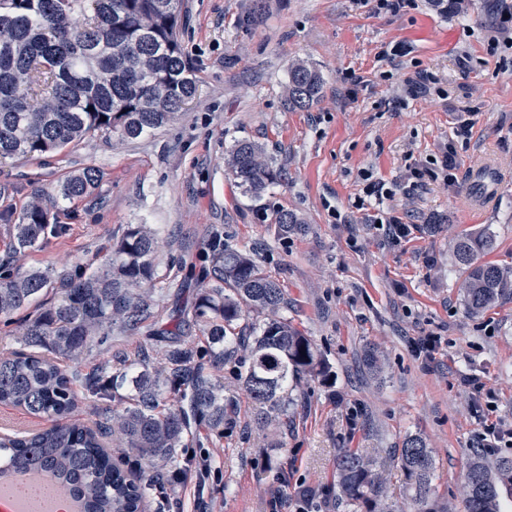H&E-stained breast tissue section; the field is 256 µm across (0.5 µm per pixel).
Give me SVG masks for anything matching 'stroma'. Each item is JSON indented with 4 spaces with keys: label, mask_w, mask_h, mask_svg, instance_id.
Here are the masks:
<instances>
[{
    "label": "stroma",
    "mask_w": 512,
    "mask_h": 512,
    "mask_svg": "<svg viewBox=\"0 0 512 512\" xmlns=\"http://www.w3.org/2000/svg\"><path fill=\"white\" fill-rule=\"evenodd\" d=\"M180 15L197 95L176 120L131 142L93 132L58 153L0 162V272L94 269L128 225H147L156 238L150 308L137 325L113 326L81 367L106 376L176 338L204 346L193 302L211 275L212 238L251 254L280 284L281 316L312 340L327 373L301 378L287 419L262 431L225 361L219 375L235 396L224 430L193 428L179 479L157 465L149 512L160 501L165 512H299L309 492V512H348L336 496L344 448L377 461L394 512H415L395 456L414 434L435 462L436 512H463L484 419L512 427V296L470 313L453 256L459 234L486 229V262L512 267V49L487 51L499 0H460L454 11L415 0L380 14L354 0H180ZM299 60L323 78L307 109L288 105ZM421 72L435 92L408 95ZM466 115L471 134L455 138ZM240 140L262 145L282 173L258 203L226 170ZM449 141L456 170L446 182L438 148ZM88 167L95 188L63 197L64 180ZM413 167L421 179L410 178ZM371 180L391 190L385 206L416 225L412 236L395 241L371 223ZM37 194L59 230L13 252V226ZM279 210L301 217L303 230L282 234ZM427 334L439 342L418 355ZM370 348L381 373L365 363Z\"/></svg>",
    "instance_id": "35a3bbf8"
}]
</instances>
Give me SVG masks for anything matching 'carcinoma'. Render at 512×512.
<instances>
[{"label":"carcinoma","mask_w":512,"mask_h":512,"mask_svg":"<svg viewBox=\"0 0 512 512\" xmlns=\"http://www.w3.org/2000/svg\"><path fill=\"white\" fill-rule=\"evenodd\" d=\"M179 0H0V159L58 152L83 136L101 131L129 141L173 121L197 91L179 41ZM322 78L304 63L288 75V103L306 109L319 97ZM229 172L252 198L259 199L278 170L255 144L242 140L231 149ZM97 183L92 169L69 177L68 199L81 198ZM283 233L301 229L291 212L276 214ZM57 224L39 200L31 201L14 225L12 249L37 247ZM493 246L485 230L458 238L454 253L464 274L468 310L478 313L500 297L512 295V274L482 261ZM212 283L194 304L204 325L206 356L214 366L235 352L242 390L265 426L288 413L289 384L303 374L324 370L310 339L278 314L282 289L250 255L216 240L211 245ZM155 237L144 224H130L113 245L104 267H80L66 274L55 301L41 302L24 328L29 351L0 355V403L54 420L50 427L0 438V459L15 475L38 472L70 485L84 512H145L153 480L135 482L105 449L107 431L150 469L172 462L193 426L224 427L228 396L197 354L180 345L166 350L161 366L145 355L107 384L82 374L76 364L93 344L110 335L112 322L134 326L155 286ZM52 269L0 276V319L26 310L55 288ZM248 309L268 317L251 335L237 336ZM102 400L126 387L123 408L112 426L91 428L81 422L57 424L77 403L75 384ZM176 405L163 409L168 396ZM412 500L419 512H434L430 501L435 463L425 441L409 436L398 449ZM338 482L352 512H384L373 461L345 449L337 459ZM512 489V457L490 462L470 452L462 487L465 512H501L500 488Z\"/></svg>","instance_id":"obj_1"}]
</instances>
